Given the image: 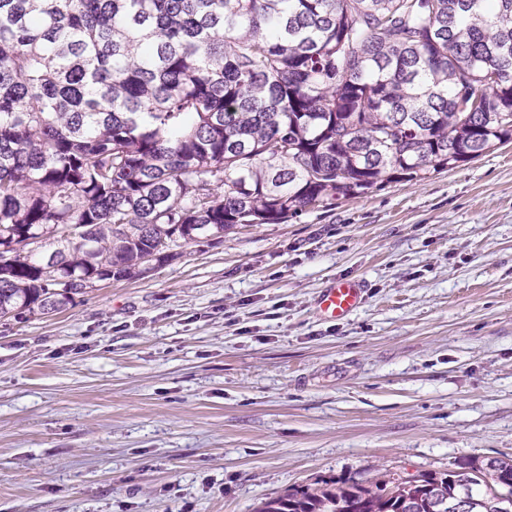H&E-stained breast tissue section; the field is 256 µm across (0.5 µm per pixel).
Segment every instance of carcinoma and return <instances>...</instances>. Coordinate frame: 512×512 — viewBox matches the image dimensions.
<instances>
[{
    "label": "carcinoma",
    "mask_w": 512,
    "mask_h": 512,
    "mask_svg": "<svg viewBox=\"0 0 512 512\" xmlns=\"http://www.w3.org/2000/svg\"><path fill=\"white\" fill-rule=\"evenodd\" d=\"M509 143L512 0H0V316ZM487 463L256 512H504Z\"/></svg>",
    "instance_id": "obj_1"
}]
</instances>
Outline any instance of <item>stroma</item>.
I'll use <instances>...</instances> for the list:
<instances>
[{"label": "stroma", "mask_w": 512, "mask_h": 512, "mask_svg": "<svg viewBox=\"0 0 512 512\" xmlns=\"http://www.w3.org/2000/svg\"><path fill=\"white\" fill-rule=\"evenodd\" d=\"M361 279L350 316L321 291ZM512 458V143L0 320V512H254ZM364 290L355 279L339 280L325 288L318 300V312L325 319H342L362 303Z\"/></svg>", "instance_id": "1"}]
</instances>
